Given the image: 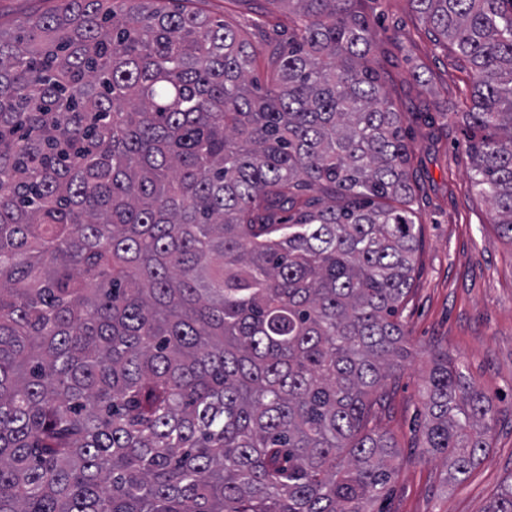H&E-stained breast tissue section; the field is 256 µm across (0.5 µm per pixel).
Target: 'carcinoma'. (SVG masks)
<instances>
[{"mask_svg":"<svg viewBox=\"0 0 512 512\" xmlns=\"http://www.w3.org/2000/svg\"><path fill=\"white\" fill-rule=\"evenodd\" d=\"M53 2L0 28V512H370L420 228L355 0H269L262 56L182 0ZM407 2L512 245V0ZM421 396L461 482L492 401L439 349Z\"/></svg>","mask_w":512,"mask_h":512,"instance_id":"cac0c4a2","label":"carcinoma"}]
</instances>
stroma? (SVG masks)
Masks as SVG:
<instances>
[{
	"label": "stroma",
	"mask_w": 512,
	"mask_h": 512,
	"mask_svg": "<svg viewBox=\"0 0 512 512\" xmlns=\"http://www.w3.org/2000/svg\"><path fill=\"white\" fill-rule=\"evenodd\" d=\"M202 9L243 31L269 0H203ZM275 10V9H272ZM359 10L390 55L388 89L405 113L413 150L411 207L421 226L411 290L401 319L409 354L376 430L392 435L400 456L378 512H485L512 480V245L498 233L491 205L470 180L461 114L469 103L465 62L440 47L407 0H360ZM279 25L254 34V46L288 34ZM448 349L494 404L491 447L467 479L448 485L442 460L424 455L419 386L432 346Z\"/></svg>",
	"instance_id": "stroma-1"
}]
</instances>
